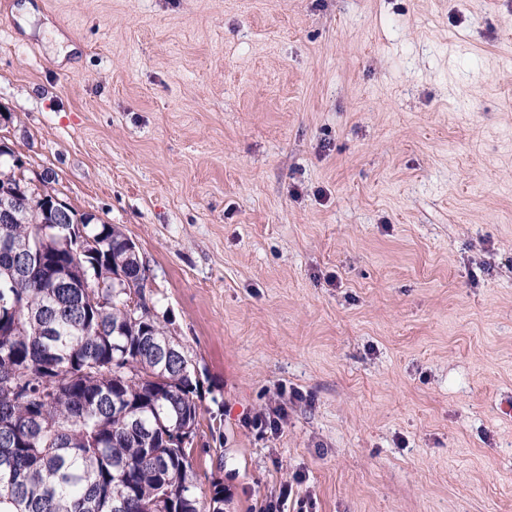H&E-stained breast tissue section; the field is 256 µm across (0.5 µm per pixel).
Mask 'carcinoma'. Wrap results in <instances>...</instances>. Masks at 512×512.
I'll return each instance as SVG.
<instances>
[{
    "mask_svg": "<svg viewBox=\"0 0 512 512\" xmlns=\"http://www.w3.org/2000/svg\"><path fill=\"white\" fill-rule=\"evenodd\" d=\"M14 151L0 142V512H205L192 492L201 383L182 346L168 358L149 308L127 319L109 288L128 237L69 208L95 254L68 248L66 225L43 212ZM109 297V305L88 293Z\"/></svg>",
    "mask_w": 512,
    "mask_h": 512,
    "instance_id": "1",
    "label": "carcinoma"
}]
</instances>
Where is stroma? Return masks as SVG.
Listing matches in <instances>:
<instances>
[{"mask_svg":"<svg viewBox=\"0 0 512 512\" xmlns=\"http://www.w3.org/2000/svg\"><path fill=\"white\" fill-rule=\"evenodd\" d=\"M0 141L137 244L197 496L512 512V0H0Z\"/></svg>","mask_w":512,"mask_h":512,"instance_id":"obj_1","label":"stroma"}]
</instances>
